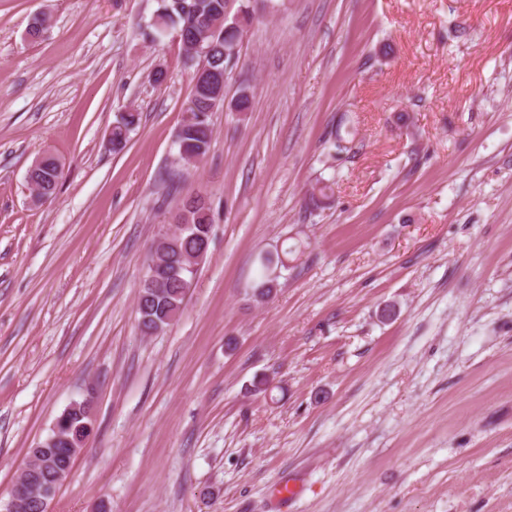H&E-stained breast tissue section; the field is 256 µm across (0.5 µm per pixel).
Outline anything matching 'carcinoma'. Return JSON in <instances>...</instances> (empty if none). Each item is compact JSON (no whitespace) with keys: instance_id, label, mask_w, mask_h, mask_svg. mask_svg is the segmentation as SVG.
<instances>
[{"instance_id":"cac0c4a2","label":"carcinoma","mask_w":512,"mask_h":512,"mask_svg":"<svg viewBox=\"0 0 512 512\" xmlns=\"http://www.w3.org/2000/svg\"><path fill=\"white\" fill-rule=\"evenodd\" d=\"M256 16L246 0H160L144 32L152 41L176 34L182 44L204 41L209 65L229 73L239 58L242 34L250 31ZM224 107V99H216L215 87L206 81L192 89L185 111L192 118L183 122L175 136L177 153L202 160L208 154L213 135V112ZM140 113L129 112L112 125L107 147L119 154L127 146L130 133L139 125ZM331 157L345 162L353 150L351 141L336 132ZM27 179L40 185L43 195L51 197L61 174L56 162L47 157L41 167L27 172ZM332 197L330 184L318 180L308 192L309 203L316 209L328 204ZM177 212L184 215L186 224L170 239L158 256L154 279L144 280L138 295L137 328L144 336L162 331L174 322L185 308L186 297L192 288L201 263L205 239L211 236L213 218L210 203L197 196L182 201ZM289 269L288 262L278 253L260 256V276L251 288L254 301L264 303L277 292V270ZM43 468L38 477L47 489L54 488L55 472L68 465V457L53 448L43 451Z\"/></svg>"}]
</instances>
